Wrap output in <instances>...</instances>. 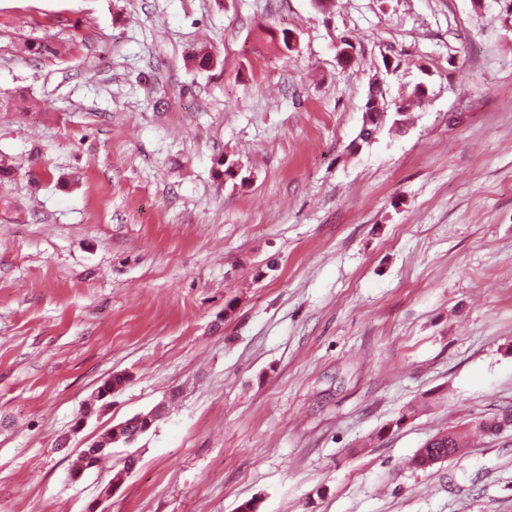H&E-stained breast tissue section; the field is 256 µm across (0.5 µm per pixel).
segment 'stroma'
<instances>
[{
	"label": "stroma",
	"mask_w": 512,
	"mask_h": 512,
	"mask_svg": "<svg viewBox=\"0 0 512 512\" xmlns=\"http://www.w3.org/2000/svg\"><path fill=\"white\" fill-rule=\"evenodd\" d=\"M387 56L428 95L351 152ZM3 156L0 512L162 401L101 512H512V429L407 464L512 410V0H0ZM502 426L505 429L512 426L511 413L502 414L501 417L497 418H473L467 423L466 428L462 430L438 433L426 441L423 448H418L413 456L408 459V465L414 469L424 470L434 466V462L439 463L441 461L440 458H447L446 461L453 459L466 448L467 437L470 434H496ZM448 448H451L450 455L453 456L449 459Z\"/></svg>",
	"instance_id": "1"
}]
</instances>
